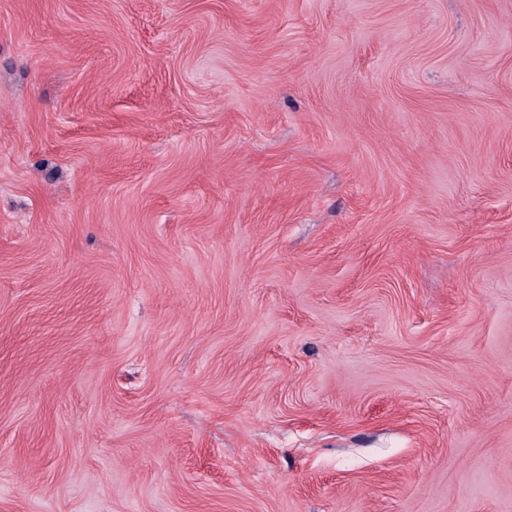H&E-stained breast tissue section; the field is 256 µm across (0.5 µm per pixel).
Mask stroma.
<instances>
[{"label":"stroma","mask_w":512,"mask_h":512,"mask_svg":"<svg viewBox=\"0 0 512 512\" xmlns=\"http://www.w3.org/2000/svg\"><path fill=\"white\" fill-rule=\"evenodd\" d=\"M0 512H512V0H0Z\"/></svg>","instance_id":"obj_1"}]
</instances>
